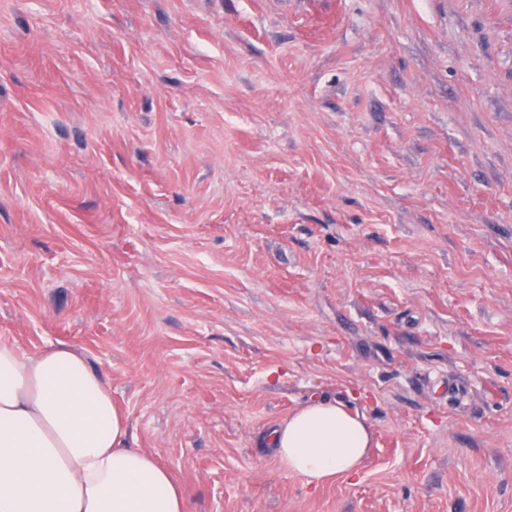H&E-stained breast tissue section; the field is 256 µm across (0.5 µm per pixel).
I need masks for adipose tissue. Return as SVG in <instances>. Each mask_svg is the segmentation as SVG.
<instances>
[{
  "label": "adipose tissue",
  "instance_id": "1",
  "mask_svg": "<svg viewBox=\"0 0 512 512\" xmlns=\"http://www.w3.org/2000/svg\"><path fill=\"white\" fill-rule=\"evenodd\" d=\"M128 441L127 415L82 354L0 342V512H186L173 472ZM266 442L317 487L357 474L371 431L342 402L319 400Z\"/></svg>",
  "mask_w": 512,
  "mask_h": 512
}]
</instances>
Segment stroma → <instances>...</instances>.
Instances as JSON below:
<instances>
[{
  "label": "stroma",
  "instance_id": "stroma-1",
  "mask_svg": "<svg viewBox=\"0 0 512 512\" xmlns=\"http://www.w3.org/2000/svg\"><path fill=\"white\" fill-rule=\"evenodd\" d=\"M0 341L186 512H512V0H0ZM315 398L318 488L259 443ZM265 442L288 471L318 487L337 475L354 476L371 445L365 417L339 401H312L273 427Z\"/></svg>",
  "mask_w": 512,
  "mask_h": 512
}]
</instances>
